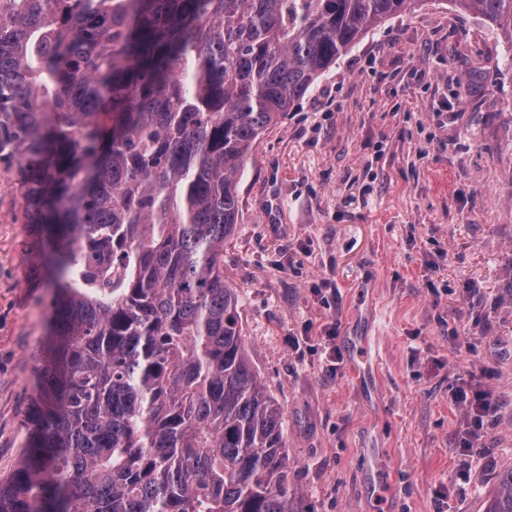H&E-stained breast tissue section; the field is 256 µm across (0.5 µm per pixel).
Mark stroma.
Returning a JSON list of instances; mask_svg holds the SVG:
<instances>
[{"mask_svg":"<svg viewBox=\"0 0 512 512\" xmlns=\"http://www.w3.org/2000/svg\"><path fill=\"white\" fill-rule=\"evenodd\" d=\"M239 197L224 275L295 512H488L512 468V44L417 0L262 136ZM23 208L0 163V479L47 332ZM460 382L495 406L470 448Z\"/></svg>","mask_w":512,"mask_h":512,"instance_id":"1","label":"stroma"}]
</instances>
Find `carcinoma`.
<instances>
[{
	"instance_id": "1",
	"label": "carcinoma",
	"mask_w": 512,
	"mask_h": 512,
	"mask_svg": "<svg viewBox=\"0 0 512 512\" xmlns=\"http://www.w3.org/2000/svg\"><path fill=\"white\" fill-rule=\"evenodd\" d=\"M415 2L0 0V162L57 348L0 512H294L224 244L257 141ZM453 3L512 45V0Z\"/></svg>"
}]
</instances>
